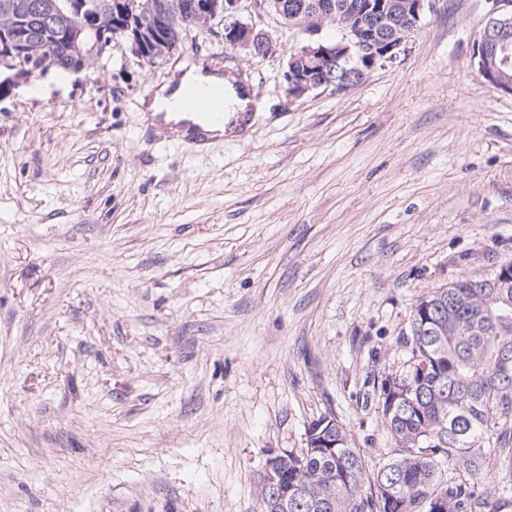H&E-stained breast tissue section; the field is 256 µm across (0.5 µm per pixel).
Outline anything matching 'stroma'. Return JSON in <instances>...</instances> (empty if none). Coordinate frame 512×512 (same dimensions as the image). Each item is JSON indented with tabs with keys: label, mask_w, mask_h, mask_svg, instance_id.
Listing matches in <instances>:
<instances>
[{
	"label": "stroma",
	"mask_w": 512,
	"mask_h": 512,
	"mask_svg": "<svg viewBox=\"0 0 512 512\" xmlns=\"http://www.w3.org/2000/svg\"><path fill=\"white\" fill-rule=\"evenodd\" d=\"M507 0H427L394 62L288 96L303 37L243 0L255 118L199 150L121 44L0 89V512H261L267 459L331 414L369 465L416 301L512 260V95L472 54ZM169 87L170 86L168 84L161 86L158 90L155 91L152 101H143V104L145 105L143 112L149 113V115L146 113L144 120L153 123L156 113L163 112L159 115V122L161 125L165 124L164 117L167 113L164 111L172 112L171 104L173 97H169Z\"/></svg>",
	"instance_id": "stroma-1"
}]
</instances>
